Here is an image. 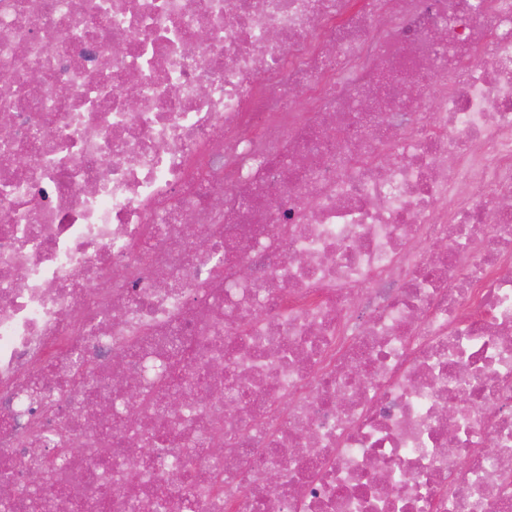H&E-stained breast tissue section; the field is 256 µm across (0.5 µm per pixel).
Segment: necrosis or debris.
I'll use <instances>...</instances> for the list:
<instances>
[{"instance_id": "necrosis-or-debris-1", "label": "necrosis or debris", "mask_w": 512, "mask_h": 512, "mask_svg": "<svg viewBox=\"0 0 512 512\" xmlns=\"http://www.w3.org/2000/svg\"><path fill=\"white\" fill-rule=\"evenodd\" d=\"M1 117L0 486L512 512V0H0Z\"/></svg>"}]
</instances>
